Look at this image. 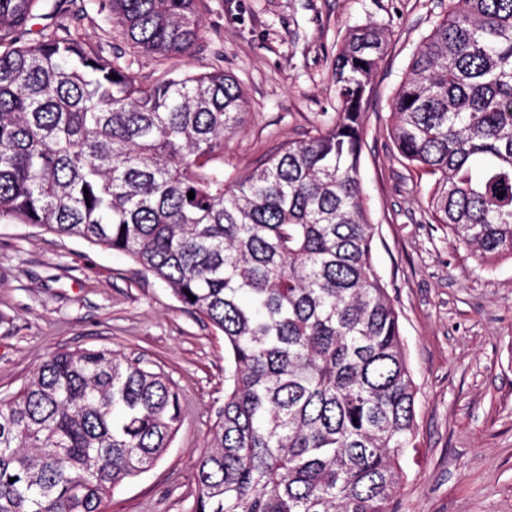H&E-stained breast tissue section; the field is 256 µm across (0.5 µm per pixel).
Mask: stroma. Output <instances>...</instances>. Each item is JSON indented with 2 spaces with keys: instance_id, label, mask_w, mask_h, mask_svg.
<instances>
[{
  "instance_id": "1",
  "label": "stroma",
  "mask_w": 512,
  "mask_h": 512,
  "mask_svg": "<svg viewBox=\"0 0 512 512\" xmlns=\"http://www.w3.org/2000/svg\"><path fill=\"white\" fill-rule=\"evenodd\" d=\"M448 0H207L203 40L162 70L235 77L249 121L224 144L246 172L281 143L335 114L336 53L355 26L387 45L364 104L361 174L374 265L400 312L417 385L415 451L401 461L400 512H512V258L478 265L433 224L429 175L401 160L391 102L410 59ZM109 349L163 371L182 420L165 455L103 503L104 512H190L194 463L224 403V337L126 254L29 224L0 222V397L17 392L49 355Z\"/></svg>"
}]
</instances>
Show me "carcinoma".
<instances>
[{"label": "carcinoma", "mask_w": 512, "mask_h": 512, "mask_svg": "<svg viewBox=\"0 0 512 512\" xmlns=\"http://www.w3.org/2000/svg\"><path fill=\"white\" fill-rule=\"evenodd\" d=\"M204 9L100 0L114 52L79 38L87 0H0V221L128 254L224 335L192 512H397L417 391L360 173L385 34L351 29L336 116L240 175L224 168L249 116L231 75L135 71L191 54ZM391 115L399 156L435 177L433 222L482 266L512 256V0H448ZM181 418L163 372L55 353L0 400V512H102Z\"/></svg>", "instance_id": "cac0c4a2"}]
</instances>
